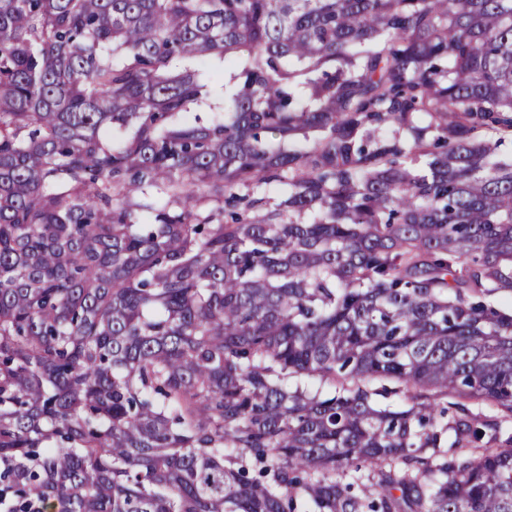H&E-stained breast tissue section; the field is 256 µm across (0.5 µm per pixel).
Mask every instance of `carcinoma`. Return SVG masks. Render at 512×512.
<instances>
[{"mask_svg":"<svg viewBox=\"0 0 512 512\" xmlns=\"http://www.w3.org/2000/svg\"><path fill=\"white\" fill-rule=\"evenodd\" d=\"M484 131L512 0H0V512H512Z\"/></svg>","mask_w":512,"mask_h":512,"instance_id":"obj_1","label":"carcinoma"}]
</instances>
